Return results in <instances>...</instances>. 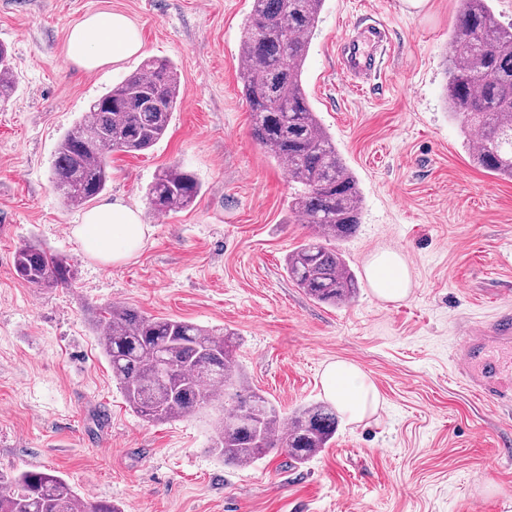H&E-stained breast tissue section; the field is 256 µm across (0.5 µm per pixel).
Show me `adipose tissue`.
Wrapping results in <instances>:
<instances>
[{"label":"adipose tissue","instance_id":"1","mask_svg":"<svg viewBox=\"0 0 512 512\" xmlns=\"http://www.w3.org/2000/svg\"><path fill=\"white\" fill-rule=\"evenodd\" d=\"M139 28L124 14L102 10L86 15L70 30L66 42L69 62L86 71L142 54ZM149 228L140 210L120 202H107L89 211L74 235L85 254L105 266L124 263L143 246ZM374 293L385 301H401L410 293V272L400 251L383 250L366 266ZM324 394L352 422L376 410L380 396L367 375L355 364L338 360L322 374Z\"/></svg>","mask_w":512,"mask_h":512}]
</instances>
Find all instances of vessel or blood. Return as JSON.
I'll list each match as a JSON object with an SVG mask.
<instances>
[{"label": "vessel or blood", "mask_w": 512, "mask_h": 512, "mask_svg": "<svg viewBox=\"0 0 512 512\" xmlns=\"http://www.w3.org/2000/svg\"><path fill=\"white\" fill-rule=\"evenodd\" d=\"M385 35V29L378 26L346 34L338 50L343 72L354 79L369 78L378 65L377 47ZM510 353L512 311L507 309L491 326L472 330L456 354V363L466 384L483 399L506 408L512 406V394L489 380L479 366L493 362L501 371H508L512 368L506 360Z\"/></svg>", "instance_id": "b4317fda"}]
</instances>
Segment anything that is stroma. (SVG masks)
<instances>
[{
	"label": "stroma",
	"instance_id": "35a3bbf8",
	"mask_svg": "<svg viewBox=\"0 0 512 512\" xmlns=\"http://www.w3.org/2000/svg\"><path fill=\"white\" fill-rule=\"evenodd\" d=\"M115 10L139 28L142 57L87 72L65 57L71 27ZM251 0H0V43L17 86L0 107V471L52 469L82 497L122 512H512V410L474 395L453 355L469 328L512 298V181L473 165L445 103L457 0H324L303 86L362 192L342 242L359 290L330 306L289 280L285 259L310 233L288 209L282 167L251 136L238 78ZM387 30L375 77L342 73L339 40L360 18ZM173 62L183 101L150 151L112 153L101 199L143 209L150 233L103 267L73 235L84 209L52 182L57 143L142 58ZM171 165L201 192L157 217L146 191ZM67 257L66 287L18 278L26 242ZM406 258L409 296L378 298L371 257ZM143 313L221 328L250 385L281 413L324 401L332 361L357 364L380 403L308 462L274 454L247 468L209 448L214 410L141 419L112 379L94 312Z\"/></svg>",
	"mask_w": 512,
	"mask_h": 512
}]
</instances>
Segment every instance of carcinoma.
<instances>
[{
    "mask_svg": "<svg viewBox=\"0 0 512 512\" xmlns=\"http://www.w3.org/2000/svg\"><path fill=\"white\" fill-rule=\"evenodd\" d=\"M324 0H252L241 42L239 79L252 112V136L285 169L290 208L313 233L286 256L288 277L311 298L339 305L358 283L340 249L360 224L362 194L355 174L311 106L303 69ZM16 86L11 56L0 44V104ZM447 106L465 135L472 162L512 180V24H501L488 0H458L450 35ZM183 101L175 65L148 58L127 79L92 102L60 138L53 182L63 204L78 208L101 195L114 151L143 154L166 135ZM201 186L173 165L148 187L155 214L193 204ZM18 277L37 288L68 285L71 266L35 243L14 252ZM112 378L130 409L163 423L216 407L211 450L238 467L286 453L303 464L336 435L333 408L315 403L289 418L255 391L234 364L229 334L194 323L110 305L95 320ZM0 512H121L106 501L83 502L61 476L45 471L0 474Z\"/></svg>",
    "mask_w": 512,
    "mask_h": 512,
    "instance_id": "1",
    "label": "carcinoma"
}]
</instances>
